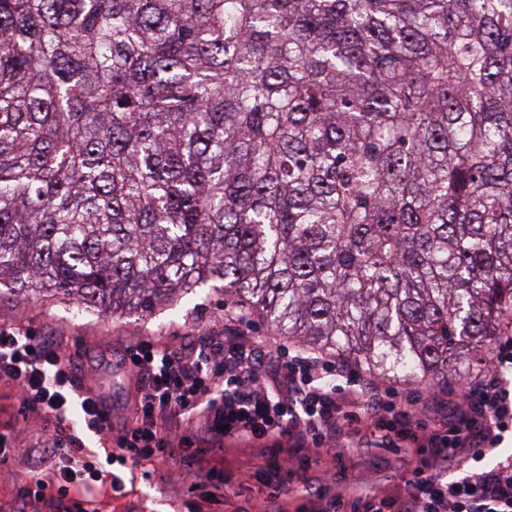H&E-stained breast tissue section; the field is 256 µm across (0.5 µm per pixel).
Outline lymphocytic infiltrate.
<instances>
[{"instance_id":"lymphocytic-infiltrate-1","label":"lymphocytic infiltrate","mask_w":512,"mask_h":512,"mask_svg":"<svg viewBox=\"0 0 512 512\" xmlns=\"http://www.w3.org/2000/svg\"><path fill=\"white\" fill-rule=\"evenodd\" d=\"M245 325L233 313L224 317L223 335L192 346L173 349L156 338L127 347L120 363L139 391L117 437L105 401L79 387L77 365L59 345L23 327L0 328V381L16 388L20 413L51 422L44 445L63 463L57 481H35L25 497L68 500L67 512H100L102 486L121 494L125 471L190 464L238 440L268 449L266 467L251 475L262 512H512V455L486 461L512 435L511 335L501 337L489 370L467 391L431 392L461 415L440 417L430 429L412 420L394 389L352 365L252 335ZM364 435L381 448L420 450L403 495L306 485L289 508L273 480L288 467L282 441L298 452H331L338 462ZM74 484L80 496H71Z\"/></svg>"}]
</instances>
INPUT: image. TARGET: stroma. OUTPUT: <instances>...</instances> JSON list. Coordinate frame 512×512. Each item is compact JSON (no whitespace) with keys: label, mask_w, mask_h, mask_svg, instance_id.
I'll return each mask as SVG.
<instances>
[{"label":"stroma","mask_w":512,"mask_h":512,"mask_svg":"<svg viewBox=\"0 0 512 512\" xmlns=\"http://www.w3.org/2000/svg\"><path fill=\"white\" fill-rule=\"evenodd\" d=\"M233 308L221 292L206 287L177 295L149 316L134 310L121 315L88 312L60 296H24L0 287V326L22 323L53 337L78 363L82 382L102 392L116 415L126 413L133 392L118 357L124 346L149 336L169 338L177 347L191 345L204 333L222 331L224 313ZM43 427L41 417L19 414L13 389L0 381V432L15 441L9 461L0 462V512H54L46 503L23 496L24 488L35 479L48 481L57 472L53 463L39 465L33 458V448L43 441ZM219 458L224 461L228 481L223 489L216 490L205 474ZM266 460L263 447L230 442L220 457L208 456L195 465L138 467L127 474L124 495L105 501L102 512H185L186 502L201 504L212 494L224 500L220 512H239L243 507L257 512L261 500L240 477L265 466ZM415 463L413 450L370 444L351 450L341 474L330 472V458L324 455L310 462L307 469H293L284 482L290 491L308 480L320 485L338 481L371 493L401 492Z\"/></svg>","instance_id":"35a3bbf8"}]
</instances>
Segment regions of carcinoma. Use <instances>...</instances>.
I'll return each instance as SVG.
<instances>
[{"mask_svg":"<svg viewBox=\"0 0 512 512\" xmlns=\"http://www.w3.org/2000/svg\"><path fill=\"white\" fill-rule=\"evenodd\" d=\"M219 282L372 379L512 331V0H0V285Z\"/></svg>","mask_w":512,"mask_h":512,"instance_id":"carcinoma-1","label":"carcinoma"}]
</instances>
